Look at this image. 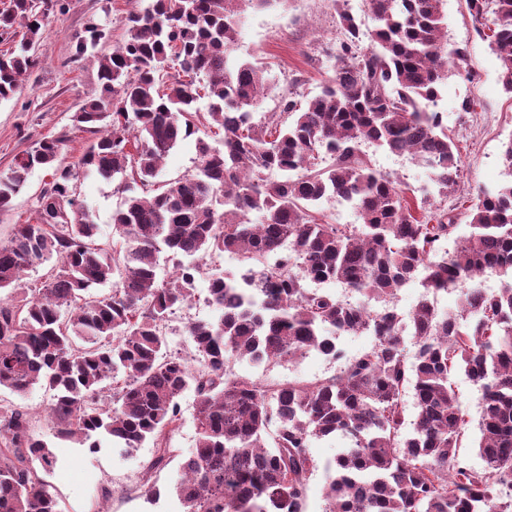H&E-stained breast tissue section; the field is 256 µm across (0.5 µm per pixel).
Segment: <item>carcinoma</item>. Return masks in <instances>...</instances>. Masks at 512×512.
Returning <instances> with one entry per match:
<instances>
[{
	"label": "carcinoma",
	"instance_id": "cac0c4a2",
	"mask_svg": "<svg viewBox=\"0 0 512 512\" xmlns=\"http://www.w3.org/2000/svg\"><path fill=\"white\" fill-rule=\"evenodd\" d=\"M133 2L122 45L97 50L108 33L94 21L76 45L97 60L101 86L74 114L93 135L77 164H57L64 138L45 137L0 178L5 212L34 167L53 169L36 222L14 225L0 242V289L21 294L0 300V388L45 389L56 437L92 452L102 436L114 448L153 443L142 479L154 500L151 475L171 462L168 433L182 418L181 395L194 390L197 440L175 485L183 512H306L318 469L309 439L336 433L351 448L325 465V512H512V141L503 152L509 180L480 193L470 234L448 252L441 242L455 216L424 207L457 186L461 171L437 101L448 66L462 67L467 53L448 48L443 0H366L378 22L366 48L345 0H336L344 38L320 94L260 116L266 68L231 53L247 9L287 0ZM468 4L481 25L493 15L490 47L512 93V0ZM67 9V0H11L0 12L1 31L25 29L20 52L0 55V101L36 65L50 14ZM204 124L223 130L222 140L198 139L196 171L152 192L164 159ZM369 145L409 155L430 185L407 196L368 164ZM81 172L112 178L125 194L112 213L121 249L97 244L94 215L74 191ZM332 197L361 223L319 218ZM164 249L184 258L167 281L157 275ZM215 253L274 261L209 278L205 300L218 317L185 328L200 362L194 371L169 349L168 322L196 301L200 261ZM53 258L42 287H22L29 267ZM488 270L501 277L497 291L465 287ZM413 281L423 292L402 315L394 300ZM107 283L110 294L90 293ZM312 283H336L366 303ZM459 287L458 310L440 314L434 296ZM361 333L372 347L344 359L336 337ZM311 352L344 363L316 382L268 384L229 369ZM456 371L481 389V470L460 455L467 420L450 382ZM107 386L110 408L99 398ZM408 388L417 409L409 433ZM53 463L28 412L0 402V512H59L39 474Z\"/></svg>",
	"mask_w": 512,
	"mask_h": 512
}]
</instances>
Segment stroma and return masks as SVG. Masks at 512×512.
I'll return each mask as SVG.
<instances>
[{"label": "stroma", "mask_w": 512, "mask_h": 512, "mask_svg": "<svg viewBox=\"0 0 512 512\" xmlns=\"http://www.w3.org/2000/svg\"><path fill=\"white\" fill-rule=\"evenodd\" d=\"M131 8L130 0H69L68 12L50 16L36 49L38 65L14 98L0 102V177L9 173L17 157L45 137L66 135L63 161L69 164L78 160L90 136L76 128L72 116L82 104L98 96L99 80L96 64L76 56V43L92 20L109 32L110 44L123 42L127 37L124 18ZM443 12L449 46L467 52L461 74L449 76L438 102L448 133L454 137L462 157L455 192L434 201L435 208L454 211L457 217V231L447 242L452 250L470 232L469 206L481 190L494 188L505 178L502 151L512 141V94L502 87V62L478 32L467 0H444ZM342 37L336 0H287L278 8L248 12L235 56L259 60L268 70L271 91L261 105L262 111H281L283 99L290 96L303 102L318 95L331 73L327 51ZM466 99L474 102L468 112L461 109ZM365 154L375 169L402 184L417 187L427 179L426 169L408 155L373 146L366 147ZM50 180L47 169L37 168L30 173L11 209L0 212V241L9 239L14 225L34 221L37 200ZM75 191L95 215L99 244L108 248L118 244V236L112 233V213L122 204L123 197L115 192L112 182L82 175L75 182ZM339 367V362L313 353L291 362L256 364L241 360L232 363L231 370L239 376L278 383L314 382L335 374ZM451 382L469 420L468 443L462 453L478 468L482 465L475 448L480 393L464 373H454ZM0 398H12L10 391H0ZM15 401L31 414L35 433L48 442L56 458L54 468L44 478L60 512H180L174 484L179 458L194 448L197 439L194 391H185L180 399L183 419L170 441L177 458L153 478L161 491L156 502L147 500L138 488L142 465L153 454L151 444L127 451L105 441L99 450L91 452L54 438L46 414L50 396L43 389L34 388ZM349 445V439L340 434L311 440L310 451L319 468L309 480L307 512H325L323 466Z\"/></svg>", "instance_id": "stroma-1"}]
</instances>
